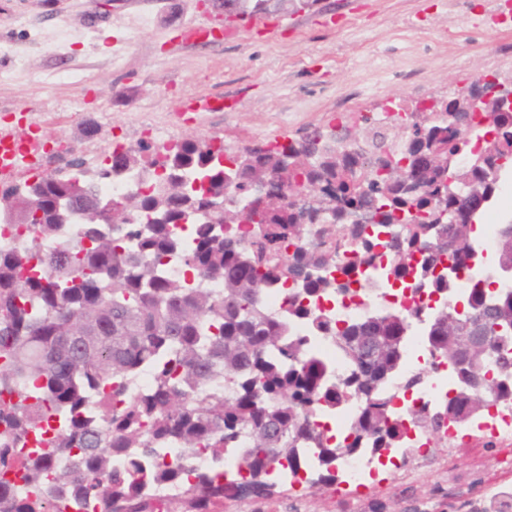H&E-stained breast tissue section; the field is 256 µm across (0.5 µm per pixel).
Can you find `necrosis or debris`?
I'll return each mask as SVG.
<instances>
[{"label":"necrosis or debris","instance_id":"necrosis-or-debris-1","mask_svg":"<svg viewBox=\"0 0 512 512\" xmlns=\"http://www.w3.org/2000/svg\"><path fill=\"white\" fill-rule=\"evenodd\" d=\"M489 266L469 265L457 281V286L448 298L432 295L429 289L413 288L403 291L390 289L376 280L363 282L350 293L332 294L319 302L321 311L337 319L338 323H350L362 318L367 310L387 312L403 310L409 312L410 343L400 371L386 384L387 393L396 397V407L412 404L416 407H433L447 402L457 394V388L448 374L447 363L431 357L425 336L428 316L441 303L459 304L471 285L486 278ZM403 443L401 447L389 449L385 456L358 452L342 456L338 461L340 480L336 485L339 501L362 496L370 488L373 474L383 469L400 471L409 461H416L421 468L428 469L437 463L435 447L457 448V430L448 428L441 434L433 433L424 425L408 419L399 421ZM472 427L484 437L495 441L491 451L495 465L512 468V405L491 406L483 417L473 421Z\"/></svg>","mask_w":512,"mask_h":512}]
</instances>
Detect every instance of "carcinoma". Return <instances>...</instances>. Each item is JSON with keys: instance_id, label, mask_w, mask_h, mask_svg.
Returning a JSON list of instances; mask_svg holds the SVG:
<instances>
[{"instance_id": "1", "label": "carcinoma", "mask_w": 512, "mask_h": 512, "mask_svg": "<svg viewBox=\"0 0 512 512\" xmlns=\"http://www.w3.org/2000/svg\"><path fill=\"white\" fill-rule=\"evenodd\" d=\"M287 0H213L226 16L256 17L285 6ZM472 105L459 114L462 126L480 129L474 111L496 132L477 153L468 149L458 170L463 195L442 181V159L459 149L460 131L411 112L421 126L388 131L363 116L357 132L344 125L321 128L287 144L266 143L228 151L204 140L173 143L164 173L154 177L147 195L133 194L125 224H86L83 240L42 251L37 241L56 239V201L69 187L43 176L46 207L29 219L17 210L18 225L29 229L34 244L0 250V390L18 400L0 403V470L21 463L32 491L0 484V512H51L42 492L49 457L63 460L55 496L65 495L76 509L89 512H217L224 500H266L280 488L271 465L298 467L302 451L317 453L316 482L333 481L336 461L358 450L377 453L397 448L400 433L394 396L383 386L405 353V313L381 314L339 327L301 303L331 290L348 291L359 268L377 247L389 259L386 277L415 288L448 291L459 268L476 260L474 217L497 189V174L512 163V113L486 112L472 83L465 88ZM152 143L119 146L112 162L96 171L79 196L81 207L98 199L106 180L139 170ZM417 156L411 174L420 187L409 191L401 161ZM236 165L237 184L226 186L223 157ZM293 159L294 187L315 186L344 207L370 210L373 230L348 224L342 212L321 224H299L285 206L269 202L264 222L246 228L250 202L242 192L255 178L276 173ZM224 204L220 224H205L199 212ZM467 208L465 219L448 224L438 239V224L448 211ZM250 259L238 265L240 254ZM180 258L193 278L221 276L218 293L163 274L165 257ZM491 267L512 264V223L493 241ZM341 268L346 279L330 273ZM490 279L473 284L464 306L489 301ZM266 288L285 290L287 308L270 314ZM485 320L489 348L477 353L457 336L461 318L453 308L434 312L426 324L432 356L448 362L460 381L459 394L443 407L406 405V417L438 432L463 426L491 403H512V353L494 332L512 324V292L494 298ZM295 319L329 334L349 364L350 373L331 383L324 364L310 354L302 336H292ZM153 376L151 388L132 393L130 380L140 371ZM224 378L226 395L206 391ZM353 398L364 406L350 422L347 443L331 442L312 422L317 412ZM35 435L44 447L17 457L15 444ZM177 444L185 458L202 452L215 459L240 452L242 482L228 487L208 473L168 467L157 461L164 447ZM185 484L182 500L171 504L146 488ZM481 512H512V493L503 491Z\"/></svg>"}]
</instances>
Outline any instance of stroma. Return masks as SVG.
Instances as JSON below:
<instances>
[{
  "label": "stroma",
  "mask_w": 512,
  "mask_h": 512,
  "mask_svg": "<svg viewBox=\"0 0 512 512\" xmlns=\"http://www.w3.org/2000/svg\"><path fill=\"white\" fill-rule=\"evenodd\" d=\"M497 0H317L274 15V33L253 34L238 19L218 43L181 38L186 25L216 17L200 0H0V132L19 140L62 142L63 159L19 169L23 181L104 166L113 148L147 138L218 139L239 147L300 139L314 127L378 114L388 97L407 105L444 99L483 73L512 78V31L488 24ZM231 95L232 112H198L183 120L190 98ZM28 118L14 120L17 107ZM512 488V473L487 467L480 443L414 481L377 482L373 498L391 500L413 484L428 498L435 482L465 490L467 474ZM339 512L334 487L305 498L281 488L268 501H228L224 512Z\"/></svg>",
  "instance_id": "1"
}]
</instances>
